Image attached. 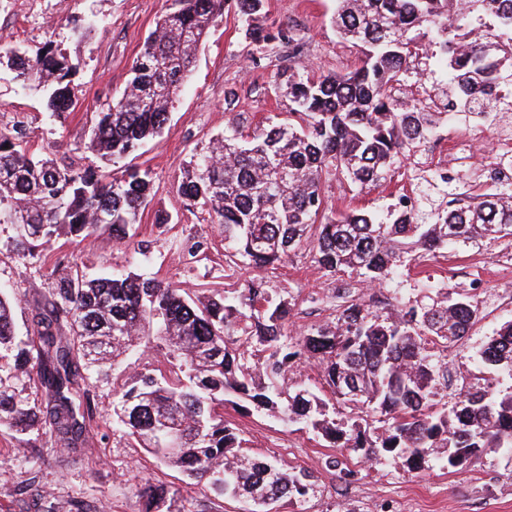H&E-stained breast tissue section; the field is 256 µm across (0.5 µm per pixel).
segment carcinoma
I'll use <instances>...</instances> for the list:
<instances>
[{
  "label": "carcinoma",
  "instance_id": "1",
  "mask_svg": "<svg viewBox=\"0 0 512 512\" xmlns=\"http://www.w3.org/2000/svg\"><path fill=\"white\" fill-rule=\"evenodd\" d=\"M336 2V29L363 48L359 63L316 80L301 64L277 75L289 102L285 116L246 136L228 126L192 156L179 185L190 205L222 225L226 266L267 271L303 250L332 276L382 283L409 253L512 236V189L489 195L470 185L459 192L451 171L411 170L402 196L413 194L416 204L394 207L385 222L358 207L329 215L321 191L323 182L343 179L356 197L386 181L401 159L428 150L450 113L481 124L496 115V99L488 94L480 102L475 91L512 87V0ZM230 3L252 41H292L286 30L258 23L264 0H170L123 93L90 130L87 149L101 162L115 163L161 135L199 47ZM432 62L448 76L443 112L398 97L406 83L431 79ZM0 66L20 86L38 90L50 116L73 106L78 64L52 43L33 53L7 50ZM152 186L147 169L110 180L98 166L61 167L0 130V224L14 225L17 255L42 277L41 253L61 237L84 240L102 229L130 237ZM51 278L31 336L17 335L16 298L0 291V428L26 448L84 447L96 419L92 383L108 379L130 353L155 350L165 368L119 387L114 424L161 464L257 506L253 512L269 501L302 503L312 475L242 456L241 430L215 412L216 404L274 412L332 448L374 463L398 459L417 472L432 461L457 471L488 448L512 453L511 391L465 383L451 408H437L436 397L448 389L443 354L479 314V301L466 293L384 314L344 288L336 322L293 343L285 325L294 303L274 298L264 276L205 302L130 269L94 277L76 265L58 266ZM257 352L266 360H256ZM302 355L319 363L350 414L338 419L309 390L292 394L277 385ZM479 357L512 380V320ZM366 410L384 416L383 425L371 427ZM167 422L178 426L176 448L168 447ZM139 497L141 512H182L162 482L145 481Z\"/></svg>",
  "mask_w": 512,
  "mask_h": 512
}]
</instances>
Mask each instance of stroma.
Wrapping results in <instances>:
<instances>
[{"label":"stroma","instance_id":"35a3bbf8","mask_svg":"<svg viewBox=\"0 0 512 512\" xmlns=\"http://www.w3.org/2000/svg\"><path fill=\"white\" fill-rule=\"evenodd\" d=\"M168 6V0H0V51L18 44L33 50L50 41L80 64L76 105L55 120L48 118L36 91L20 88L8 70H0V130L19 134L58 163H95L85 147L89 128L102 105L125 88L134 58ZM335 11L336 0H266L263 23L289 29L301 52L298 62L311 76L343 73L357 64L361 52L337 33ZM91 19L95 27L77 37L74 27ZM288 66L285 48L255 49L234 13L225 12L200 49L162 135L106 168L113 177L131 166L152 172L153 199L136 230L138 238L153 241L150 257L136 254L132 242L101 231L79 243L55 241L47 249L46 264L75 257L91 272L124 265L202 298L240 288L253 277V270L225 266L220 225L207 211L189 206L178 184L193 149L206 147L229 123H237L248 134L268 117L287 111L288 100L276 92L274 77ZM230 92L238 100L231 112L224 108V96ZM400 186L397 179L385 182L354 200L346 184L330 180L323 193L329 210H342L353 202L383 215L394 206ZM159 212L170 218L162 228L155 223ZM13 236L11 225L0 224V286L17 298L15 321L23 335L32 330L33 309L47 295L51 281L33 275L18 261ZM197 242L202 243L203 254L188 256V247ZM507 257H512V237L452 246L435 255L413 257L399 278L370 287L325 274L311 256L301 254L269 274L267 281L273 294L293 298L286 333L297 338L335 320L336 294L345 283L354 296L388 309L415 296L424 283L451 292L467 290L473 279H483L487 293L480 298L479 317L446 353L448 390L453 393L462 380L487 377V370L473 357L504 321L512 319V270L498 266ZM134 368L133 360H125L113 373V385L123 384ZM113 385L100 386L94 393L97 419L83 448L47 444L30 463L13 455L14 433L0 430V512H42L18 494L31 479L47 501L62 505L78 498L89 504L90 512H140L137 486L148 479L171 486L182 512H242L243 501L210 493L115 432ZM220 412L241 429L248 453L263 454L291 471L313 472L315 485L304 512H512V461L496 450H487L457 472L436 465L416 473L398 460L375 464L327 447L312 429L283 424L266 411L247 414L227 404Z\"/></svg>","mask_w":512,"mask_h":512}]
</instances>
